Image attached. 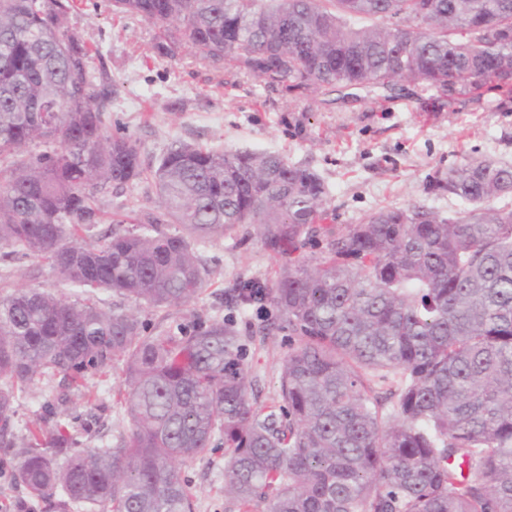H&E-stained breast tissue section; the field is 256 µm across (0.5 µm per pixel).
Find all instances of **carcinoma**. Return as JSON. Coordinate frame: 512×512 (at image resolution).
<instances>
[{
	"label": "carcinoma",
	"instance_id": "obj_1",
	"mask_svg": "<svg viewBox=\"0 0 512 512\" xmlns=\"http://www.w3.org/2000/svg\"><path fill=\"white\" fill-rule=\"evenodd\" d=\"M75 0H0V261H36L75 298L0 276V479L8 512H195L176 465L224 449L228 512H512V162L468 156L433 189L467 207L383 206L325 224L326 187L284 157L180 143L144 164L105 125L112 78L65 22ZM201 60L235 61L290 92L438 89L452 106L512 91V0H111ZM57 147L25 156L34 142ZM133 181L154 208L114 214L97 195ZM178 224L171 233L167 225ZM258 225L280 262L239 278L227 308L271 306L261 331L294 342L268 402L234 322L169 309L207 288L199 242ZM132 299L150 328L98 292ZM130 423L81 447L68 398L16 442L21 396L59 377L79 391L116 363ZM396 385L392 412L371 382Z\"/></svg>",
	"mask_w": 512,
	"mask_h": 512
}]
</instances>
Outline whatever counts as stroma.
<instances>
[{
	"label": "stroma",
	"instance_id": "obj_1",
	"mask_svg": "<svg viewBox=\"0 0 512 512\" xmlns=\"http://www.w3.org/2000/svg\"><path fill=\"white\" fill-rule=\"evenodd\" d=\"M91 50L90 73L107 69L117 89L106 124L132 135L145 162L154 163L183 142L219 150L277 153L289 163L315 171L327 189L328 222L336 228L359 224L381 206L419 202L435 211L457 209L456 198L431 193L429 181L463 157L488 155L512 160V94L482 92L479 100L449 105L434 89L405 86L400 97L377 99L367 91L344 97L320 92L299 95L246 75L232 62L215 68L181 44L174 57L162 43L179 37L136 16H116L108 0H82L66 20ZM149 184L101 194L105 213L153 207ZM244 243L225 238L198 244L210 272L200 299L170 311V324L195 315L224 314L223 292L239 278L274 282L279 264L255 226ZM287 336H257L247 344L246 363L261 400L275 397ZM122 368L94 378L87 394L70 392L68 407L86 424L83 444L115 441L128 420L115 408L124 385ZM223 452L186 463L181 476L193 488L196 512H224Z\"/></svg>",
	"mask_w": 512,
	"mask_h": 512
}]
</instances>
